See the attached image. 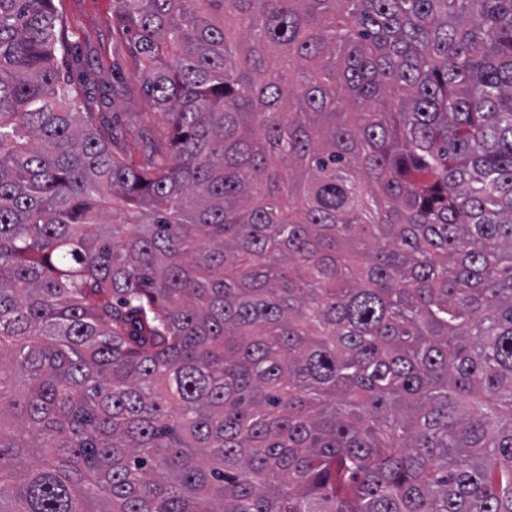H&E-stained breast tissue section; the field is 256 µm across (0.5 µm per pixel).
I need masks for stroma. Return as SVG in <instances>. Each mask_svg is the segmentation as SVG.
Instances as JSON below:
<instances>
[{
    "label": "stroma",
    "mask_w": 512,
    "mask_h": 512,
    "mask_svg": "<svg viewBox=\"0 0 512 512\" xmlns=\"http://www.w3.org/2000/svg\"><path fill=\"white\" fill-rule=\"evenodd\" d=\"M114 0H60L69 52L59 60L64 78L80 85L98 122L110 125L117 151L144 162L148 150L141 137L149 127L151 106L142 76L132 64L128 39L113 35ZM113 91H103V83Z\"/></svg>",
    "instance_id": "1"
}]
</instances>
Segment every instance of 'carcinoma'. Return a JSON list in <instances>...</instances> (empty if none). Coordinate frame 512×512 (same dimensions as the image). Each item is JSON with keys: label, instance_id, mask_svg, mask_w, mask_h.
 I'll list each match as a JSON object with an SVG mask.
<instances>
[{"label": "carcinoma", "instance_id": "obj_1", "mask_svg": "<svg viewBox=\"0 0 512 512\" xmlns=\"http://www.w3.org/2000/svg\"><path fill=\"white\" fill-rule=\"evenodd\" d=\"M62 29L0 0V512H512V0H116L140 165Z\"/></svg>", "mask_w": 512, "mask_h": 512}]
</instances>
